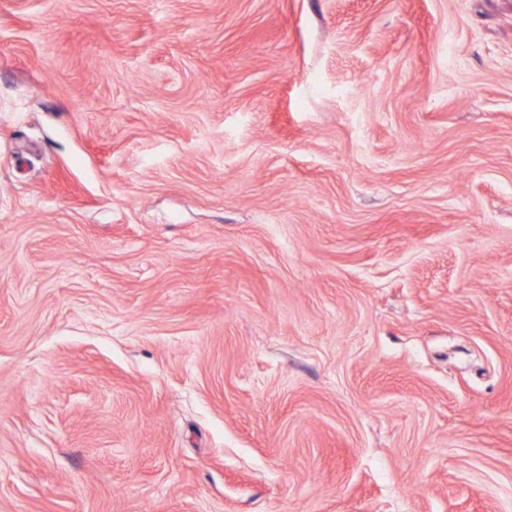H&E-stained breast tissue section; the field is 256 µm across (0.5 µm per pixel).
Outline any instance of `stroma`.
<instances>
[{"mask_svg": "<svg viewBox=\"0 0 512 512\" xmlns=\"http://www.w3.org/2000/svg\"><path fill=\"white\" fill-rule=\"evenodd\" d=\"M0 512H512V0H0Z\"/></svg>", "mask_w": 512, "mask_h": 512, "instance_id": "1", "label": "stroma"}]
</instances>
